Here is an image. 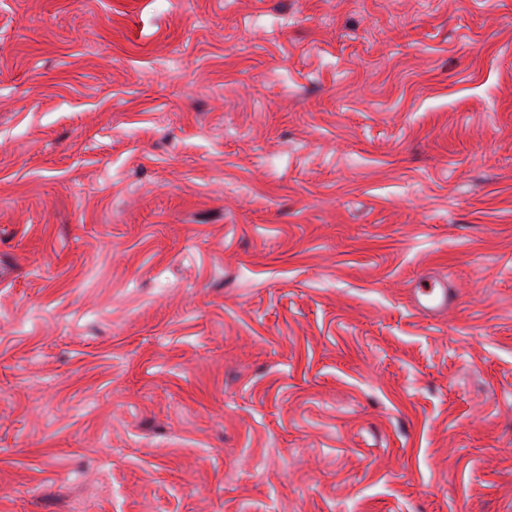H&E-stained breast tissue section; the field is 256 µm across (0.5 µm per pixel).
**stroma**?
Masks as SVG:
<instances>
[{
    "instance_id": "1",
    "label": "stroma",
    "mask_w": 512,
    "mask_h": 512,
    "mask_svg": "<svg viewBox=\"0 0 512 512\" xmlns=\"http://www.w3.org/2000/svg\"><path fill=\"white\" fill-rule=\"evenodd\" d=\"M0 512H512V0H0ZM414 295L415 309L424 316L435 315L446 311L454 303L452 289L448 281L434 277L423 278Z\"/></svg>"
}]
</instances>
